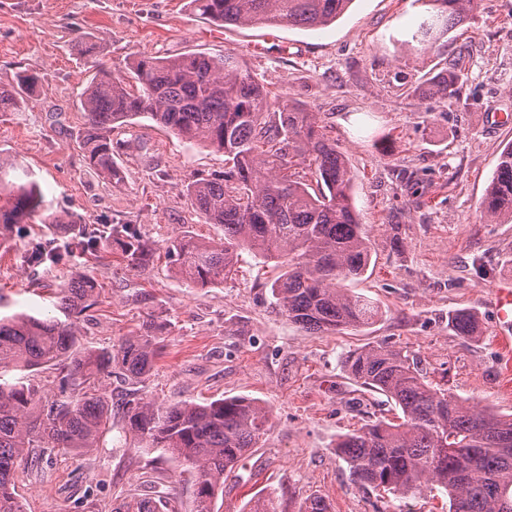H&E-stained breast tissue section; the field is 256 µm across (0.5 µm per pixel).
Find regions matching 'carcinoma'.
Segmentation results:
<instances>
[{
    "instance_id": "carcinoma-1",
    "label": "carcinoma",
    "mask_w": 512,
    "mask_h": 512,
    "mask_svg": "<svg viewBox=\"0 0 512 512\" xmlns=\"http://www.w3.org/2000/svg\"><path fill=\"white\" fill-rule=\"evenodd\" d=\"M353 0H192L196 10L225 25L319 29L335 22ZM426 13L406 31L402 44L426 53L464 25L483 0H415ZM458 60L429 80L425 93L452 96L462 84ZM36 77L24 72L15 85L0 88V110L21 112L36 91ZM86 120L76 139L87 168L118 184L115 154L128 142L114 140L122 125L147 117L196 144L224 153V171L197 175L185 186L191 207L224 237L199 240L189 234L166 243L180 277L205 287L233 278L239 252L249 250L283 267L271 284L288 320L316 334L372 325L380 311L342 283L367 271L371 244L353 201V174L336 143L321 131L318 113L285 101L273 109L269 92L243 69L236 54L186 52L158 58L139 54L125 69L100 67L80 96ZM310 176L315 184L304 180ZM512 217V145L505 148L486 190L480 219L492 224ZM39 220L51 228L60 220L45 213L33 181L0 179V247L18 224ZM108 235L77 231L65 242L51 238L28 255V265L62 264L74 253L93 255L107 238L119 245L130 269H144L154 251L132 224L106 223ZM100 284L79 274L56 289L64 319L28 313L0 318V512H23L15 493L20 463L42 462L43 449L82 455L98 447L112 425V404L104 388L112 369L135 383L148 379L161 354L151 323L115 351L92 350L79 342L78 323L97 301ZM459 336L475 339L481 324L469 309L448 317ZM57 367L58 394L49 400L24 377ZM344 367L366 389L387 395L401 422L377 419L336 440V454L357 485L402 496L425 489L448 497V512H512V416L465 405L435 386L410 355L369 345L349 353ZM126 431L149 448H162L196 471L194 512H214L224 494V477L266 433L269 412L246 397L204 404L181 401L159 407L142 397L124 403Z\"/></svg>"
}]
</instances>
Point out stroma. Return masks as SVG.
I'll list each match as a JSON object with an SVG mask.
<instances>
[{"label":"stroma","mask_w":512,"mask_h":512,"mask_svg":"<svg viewBox=\"0 0 512 512\" xmlns=\"http://www.w3.org/2000/svg\"><path fill=\"white\" fill-rule=\"evenodd\" d=\"M421 10L416 0H354L322 29L221 26L202 19L191 0H0V87L19 72L38 79L25 111L0 112V160L35 180L48 212L87 227L137 224L155 252L132 270L110 247L98 256L28 267L41 224L19 225L0 248V317L53 316L54 289L75 269L102 287L82 344L112 349L149 321L162 323V354L141 385L113 375L112 429L99 448L55 453L18 469L25 512H113L150 488L160 512H194V471L124 432L122 403L137 395L166 405L246 396L269 412V430L224 480L217 512H243L271 498L276 512H303L323 496L330 512H448L446 497H402L354 484L337 457L339 435L393 418L385 395L358 387L343 361L349 351L383 344L414 354L449 395L512 415L508 383L487 301L512 281V220L485 224L479 207L502 150L512 143V0H484L450 42L420 54L402 33ZM97 45L87 56L77 41ZM234 52L274 101L318 112L354 176V200L372 249L366 273L350 289L380 308L377 321L341 334H312L275 305L276 262L245 251L234 280L208 288L182 280L165 253L170 237L219 238L190 206L185 185L223 171L224 156L182 140L150 119L121 129L130 141L116 158L124 182L111 188L87 171L75 146L85 115L77 102L93 65L121 68L138 54ZM461 57L460 92L443 99L414 89ZM500 115L495 124L491 115ZM478 314L483 333L468 340L448 326L456 309Z\"/></svg>","instance_id":"obj_1"}]
</instances>
